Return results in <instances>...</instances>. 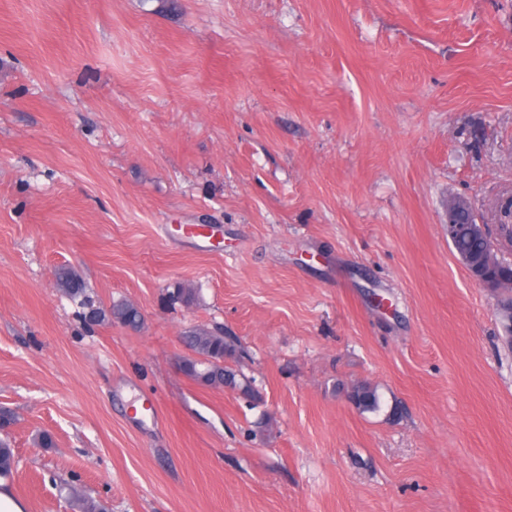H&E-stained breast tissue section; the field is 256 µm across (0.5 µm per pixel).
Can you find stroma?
Instances as JSON below:
<instances>
[{"instance_id":"1","label":"stroma","mask_w":512,"mask_h":512,"mask_svg":"<svg viewBox=\"0 0 512 512\" xmlns=\"http://www.w3.org/2000/svg\"><path fill=\"white\" fill-rule=\"evenodd\" d=\"M454 197L489 222L512 198V0H0L9 489L27 512H74L67 484L110 512H512V351ZM63 268L141 328L86 322ZM215 325L255 397L180 371ZM461 210H465L466 212L470 213L473 212V208L470 204V202L465 198H455L452 201L448 203V233H452L453 227L455 224H458L457 222V215ZM475 219L473 221H469L468 224H475V227L473 228V232L475 234H481L485 235L487 238H489L488 232H489V224L483 220H479L477 216L474 214ZM490 233V232H489ZM450 242L459 259L461 257L482 259L485 249L489 246L488 240H479L472 236L467 230V224H459L456 235ZM349 397L354 405L363 413L378 412L381 409V399L376 387L359 383L351 387Z\"/></svg>"}]
</instances>
